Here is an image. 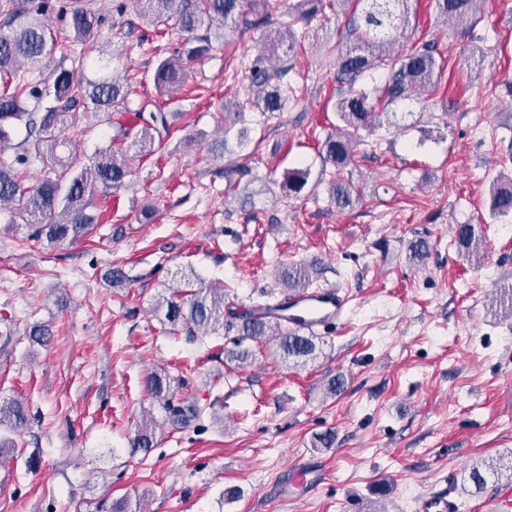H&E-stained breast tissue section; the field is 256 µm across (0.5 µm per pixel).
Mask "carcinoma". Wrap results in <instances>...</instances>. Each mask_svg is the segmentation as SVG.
Returning a JSON list of instances; mask_svg holds the SVG:
<instances>
[{
	"instance_id": "carcinoma-1",
	"label": "carcinoma",
	"mask_w": 512,
	"mask_h": 512,
	"mask_svg": "<svg viewBox=\"0 0 512 512\" xmlns=\"http://www.w3.org/2000/svg\"><path fill=\"white\" fill-rule=\"evenodd\" d=\"M351 7L346 41L336 47V83L339 95L336 112L342 126L329 133L323 149L326 159L336 169L329 181V193L340 209L352 208L360 200L359 189L341 176L355 155V132L374 133L383 127L381 116L392 105L411 103L435 87L441 57L435 45L423 44L406 54L393 51L385 31L401 32L409 26L411 0H336ZM483 0H434L437 13L447 20L476 17ZM139 16L156 28L174 22L189 34L174 54L160 60L154 83L162 96L173 98L188 78L187 64L203 57L210 48V37L194 36L204 27L218 36L224 30L262 31V41L248 67L246 86L248 103L262 114L272 116L283 111L288 94L293 92L294 65L284 57L299 44L297 26L332 7L329 0H297L288 8V20L270 28L269 0H137ZM70 42L87 45L97 40L103 24L101 14L75 5L68 9ZM44 10L22 8L4 21L7 31L0 33V210L8 207L25 221L26 238L52 245L74 243L98 223L95 192L122 186L127 176L124 155L108 146L94 160L77 169L57 154L66 140V132L75 129L73 117L81 108L85 114H110L126 108L129 92L117 79L105 74L91 79L77 67L59 62L51 75L39 81L25 80L23 66L38 69L56 50L58 35L43 19ZM386 70L382 85L369 89L364 84L367 73ZM34 102L28 108L26 101ZM24 127L26 137L12 143V135ZM136 146L142 153L154 151L156 139L169 130L162 111L138 113ZM37 160L44 176L31 186L26 170ZM310 169L296 168L284 175L280 188L287 196L299 194L307 185ZM490 213L495 218L512 214V176L500 175L491 185ZM456 239L467 255L480 257L481 238L471 224H459ZM312 266L287 264L279 282L281 295L288 297L308 290ZM160 320L174 332L188 336L213 335L239 327L244 340L268 338L272 352L295 366L314 357L318 336L285 323L269 320L270 303H259L238 310L224 304V288H198L187 293L175 292L158 298L153 307ZM32 343L44 346L52 331L48 325L29 327ZM147 388L167 410L169 421L183 425L200 414L196 405L173 404L174 388L166 374L148 377ZM28 423L23 403H0V428L21 432ZM154 443L151 425L141 427L131 441V452L148 451Z\"/></svg>"
}]
</instances>
